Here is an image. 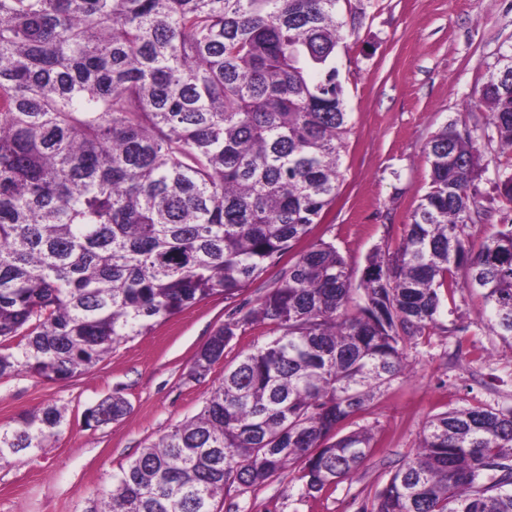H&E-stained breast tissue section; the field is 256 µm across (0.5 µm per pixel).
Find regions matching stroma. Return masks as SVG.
Returning a JSON list of instances; mask_svg holds the SVG:
<instances>
[{
    "label": "stroma",
    "mask_w": 512,
    "mask_h": 512,
    "mask_svg": "<svg viewBox=\"0 0 512 512\" xmlns=\"http://www.w3.org/2000/svg\"><path fill=\"white\" fill-rule=\"evenodd\" d=\"M365 17L336 58L353 128L345 179L314 235L324 236L362 273L376 247L397 248L429 189L423 149L448 122L477 128L492 167L476 181L486 215L465 233L479 248L492 225L512 218L497 195L494 165L512 152L494 142L490 113L473 106L502 54L512 50V0H351ZM276 278L268 272L233 298L216 295L158 320L113 345L89 372L47 381L26 373L0 378V427L48 405L66 407L69 424L52 448L0 463V512H86L112 475L172 427L195 416L227 366L269 330L256 326L230 342L201 381L187 373L195 353L234 310L253 306ZM479 294L442 297L439 327L407 351L410 373L381 387L345 431L366 427L374 453L351 478L313 496L292 470L264 484L225 492L222 512H363L390 474L418 446L423 423L438 413L488 405L512 408V347L479 319ZM124 398L128 415L100 427L85 412Z\"/></svg>",
    "instance_id": "35a3bbf8"
}]
</instances>
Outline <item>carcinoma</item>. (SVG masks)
Here are the masks:
<instances>
[{
  "instance_id": "obj_1",
  "label": "carcinoma",
  "mask_w": 512,
  "mask_h": 512,
  "mask_svg": "<svg viewBox=\"0 0 512 512\" xmlns=\"http://www.w3.org/2000/svg\"><path fill=\"white\" fill-rule=\"evenodd\" d=\"M343 1L0 0V376L68 379L278 268L188 378L255 325L270 339L88 512H221L224 491L286 468L308 495L350 478L374 435L338 428L405 373L443 289L479 293L512 347V220L467 247L489 162L465 125L426 143L429 190L402 244L375 248L359 281L321 238L282 265L343 180L352 124L335 59L359 24L341 20ZM475 105L511 151L512 83L491 74ZM495 184L512 209V164L496 165ZM128 411L107 398L85 424ZM66 427L62 407L25 413L0 427V460L44 452ZM364 512H512V408L428 418Z\"/></svg>"
}]
</instances>
